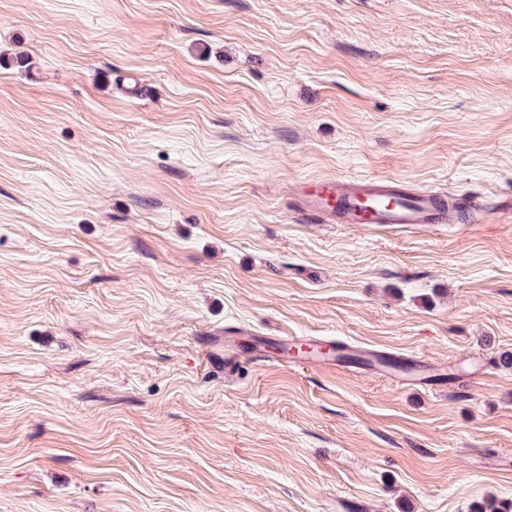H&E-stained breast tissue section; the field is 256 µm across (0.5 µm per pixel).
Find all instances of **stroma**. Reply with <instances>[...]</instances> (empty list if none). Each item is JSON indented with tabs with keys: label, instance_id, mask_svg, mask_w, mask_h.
Here are the masks:
<instances>
[{
	"label": "stroma",
	"instance_id": "obj_1",
	"mask_svg": "<svg viewBox=\"0 0 512 512\" xmlns=\"http://www.w3.org/2000/svg\"><path fill=\"white\" fill-rule=\"evenodd\" d=\"M314 177L478 218L328 224ZM228 331L458 370L228 379ZM505 352L512 0H0V512L510 502Z\"/></svg>",
	"mask_w": 512,
	"mask_h": 512
}]
</instances>
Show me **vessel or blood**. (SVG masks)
<instances>
[{
    "label": "vessel or blood",
    "mask_w": 512,
    "mask_h": 512,
    "mask_svg": "<svg viewBox=\"0 0 512 512\" xmlns=\"http://www.w3.org/2000/svg\"><path fill=\"white\" fill-rule=\"evenodd\" d=\"M298 196L305 215L332 224H445L451 208L439 195L408 192L387 178L347 180L322 178L302 183ZM283 347L304 345L305 362L322 367L341 362L351 353H358L369 370H376L384 361L382 351L354 348L349 343L333 345L318 338L277 337Z\"/></svg>",
    "instance_id": "obj_1"
}]
</instances>
